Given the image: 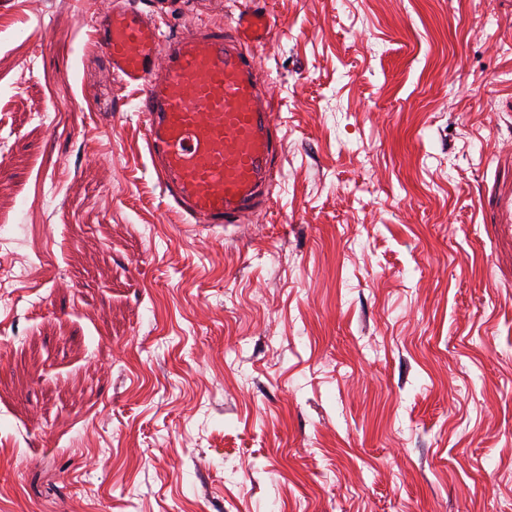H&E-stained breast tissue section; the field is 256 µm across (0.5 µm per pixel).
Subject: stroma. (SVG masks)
<instances>
[{
  "label": "stroma",
  "instance_id": "35a3bbf8",
  "mask_svg": "<svg viewBox=\"0 0 512 512\" xmlns=\"http://www.w3.org/2000/svg\"><path fill=\"white\" fill-rule=\"evenodd\" d=\"M105 2L0 11V512H512V0H263L282 147L224 226L167 210Z\"/></svg>",
  "mask_w": 512,
  "mask_h": 512
}]
</instances>
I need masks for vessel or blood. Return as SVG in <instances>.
<instances>
[{
	"mask_svg": "<svg viewBox=\"0 0 512 512\" xmlns=\"http://www.w3.org/2000/svg\"><path fill=\"white\" fill-rule=\"evenodd\" d=\"M271 33L266 10H241L234 25L162 33L134 0H112L92 22L112 73L136 87L144 141L169 207L188 224H236L263 206L275 123L247 43Z\"/></svg>",
	"mask_w": 512,
	"mask_h": 512,
	"instance_id": "obj_1",
	"label": "vessel or blood"
}]
</instances>
